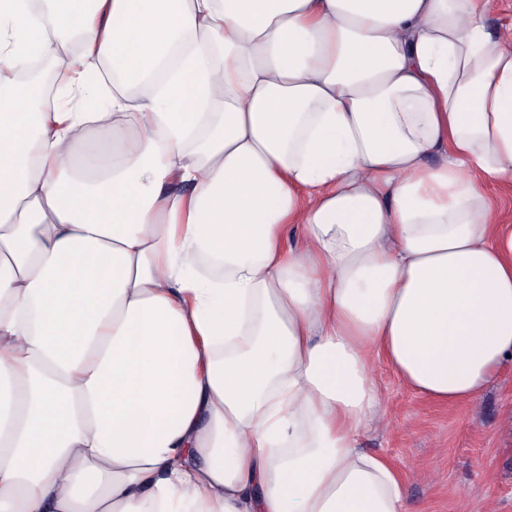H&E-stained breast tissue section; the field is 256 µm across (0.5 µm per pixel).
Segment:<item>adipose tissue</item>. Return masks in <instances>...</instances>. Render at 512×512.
I'll use <instances>...</instances> for the list:
<instances>
[{
	"mask_svg": "<svg viewBox=\"0 0 512 512\" xmlns=\"http://www.w3.org/2000/svg\"><path fill=\"white\" fill-rule=\"evenodd\" d=\"M45 2L0 63L111 68L112 110L0 80V512H408L374 363L456 404L512 356L486 0Z\"/></svg>",
	"mask_w": 512,
	"mask_h": 512,
	"instance_id": "adipose-tissue-1",
	"label": "adipose tissue"
}]
</instances>
